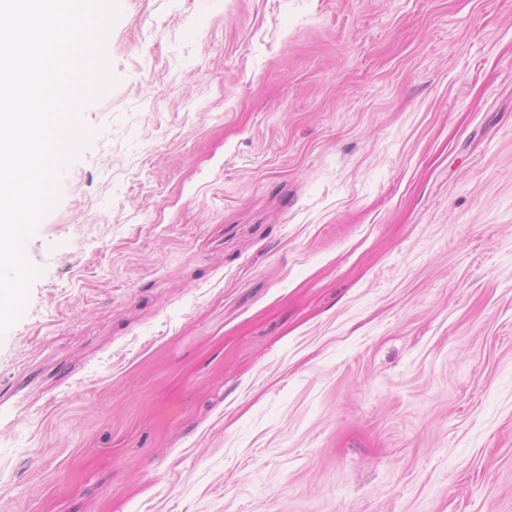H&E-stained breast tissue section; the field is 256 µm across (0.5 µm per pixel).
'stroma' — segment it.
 Segmentation results:
<instances>
[{
  "label": "stroma",
  "instance_id": "35a3bbf8",
  "mask_svg": "<svg viewBox=\"0 0 512 512\" xmlns=\"http://www.w3.org/2000/svg\"><path fill=\"white\" fill-rule=\"evenodd\" d=\"M118 7L0 512H512V0Z\"/></svg>",
  "mask_w": 512,
  "mask_h": 512
}]
</instances>
